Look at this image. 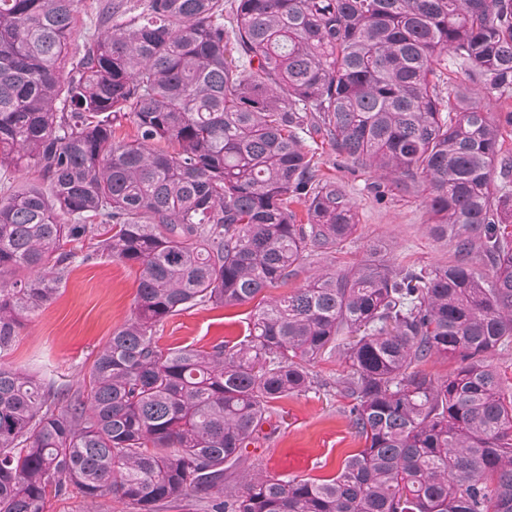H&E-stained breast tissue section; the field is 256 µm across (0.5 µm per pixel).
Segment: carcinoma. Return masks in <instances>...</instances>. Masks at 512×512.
<instances>
[{
    "mask_svg": "<svg viewBox=\"0 0 512 512\" xmlns=\"http://www.w3.org/2000/svg\"><path fill=\"white\" fill-rule=\"evenodd\" d=\"M79 2L0 0V357L100 251L138 267L136 311L72 393L0 364V512L72 494L131 512H512V386L490 361L512 351V112L440 89L451 60L512 93V0H104L76 55ZM311 131L373 171L375 195L420 192L452 259L323 269L238 342L161 348L167 318L251 301L354 234ZM23 169L37 180L16 187ZM326 355L364 447L323 482L246 465ZM434 357L457 367L432 379Z\"/></svg>",
    "mask_w": 512,
    "mask_h": 512,
    "instance_id": "carcinoma-1",
    "label": "carcinoma"
}]
</instances>
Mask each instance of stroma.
I'll use <instances>...</instances> for the list:
<instances>
[{
    "mask_svg": "<svg viewBox=\"0 0 512 512\" xmlns=\"http://www.w3.org/2000/svg\"><path fill=\"white\" fill-rule=\"evenodd\" d=\"M306 145L322 174L341 183L352 199L358 217L353 238L341 252L311 253L287 283L265 289L256 300L227 308L198 305L168 318L159 331L162 347L205 349L222 340L243 339L260 303L289 294L321 268H343L369 258L419 266L451 259L449 244L434 240L426 230L429 215L420 195L392 190L377 198L370 171L340 155L322 136L307 139ZM137 287V270L121 261L98 256L74 263L56 298L20 330L5 364L60 386L78 387L113 330L131 317ZM343 370L337 358L318 359L312 371L320 389L274 403L269 420L246 450L249 461L273 473L312 480L333 477L347 456L364 445L344 413L345 400L333 387Z\"/></svg>",
    "mask_w": 512,
    "mask_h": 512,
    "instance_id": "35a3bbf8",
    "label": "stroma"
}]
</instances>
